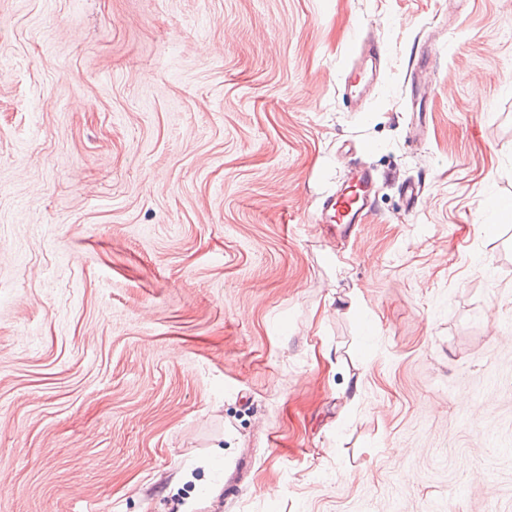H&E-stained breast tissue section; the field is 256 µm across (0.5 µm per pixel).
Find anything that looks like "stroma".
<instances>
[{
  "mask_svg": "<svg viewBox=\"0 0 512 512\" xmlns=\"http://www.w3.org/2000/svg\"><path fill=\"white\" fill-rule=\"evenodd\" d=\"M505 199L512 0H0V512H512ZM365 52H368L366 60L361 63H352L347 68V74L345 78L346 86L350 89L355 88L352 93L356 92L357 90L358 95H360L370 83V80L379 68L381 61V47L373 40L368 39L363 42L361 53L363 54ZM369 66L371 71V78L366 80ZM374 188V176L365 168L356 169L350 178V185L336 196L327 197L321 208L323 224H359L362 212L369 206ZM352 189V190H350ZM352 198H350V196Z\"/></svg>",
  "mask_w": 512,
  "mask_h": 512,
  "instance_id": "35a3bbf8",
  "label": "stroma"
}]
</instances>
